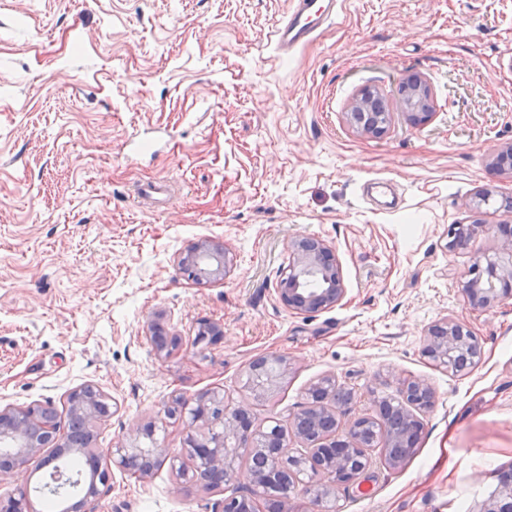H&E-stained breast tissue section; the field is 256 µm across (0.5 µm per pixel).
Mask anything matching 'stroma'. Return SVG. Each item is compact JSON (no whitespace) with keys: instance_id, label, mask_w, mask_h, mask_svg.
Masks as SVG:
<instances>
[{"instance_id":"stroma-1","label":"stroma","mask_w":512,"mask_h":512,"mask_svg":"<svg viewBox=\"0 0 512 512\" xmlns=\"http://www.w3.org/2000/svg\"><path fill=\"white\" fill-rule=\"evenodd\" d=\"M290 0H0V406L53 407L86 384L108 399L95 447L156 437L179 450L166 410L219 388L245 398L249 364L294 368L258 420L289 425L318 378L351 403L341 424L379 415L405 379L435 390L414 455L400 468L370 450L340 512H478L512 468V297L492 310L457 291L489 228L512 222V179L492 166L512 144V0H342L318 39L280 60L272 29ZM425 77L436 114L411 125L399 87ZM393 114L379 138L347 114L360 89ZM170 183L157 205L143 183ZM492 192L482 210L466 199ZM479 223L467 248L452 224ZM334 250L347 294L297 314L277 288L288 245ZM224 242L234 269L187 280L177 256ZM467 324L483 357L467 373L422 354L427 326ZM224 337L191 344L200 321ZM182 347L159 358L154 328ZM170 463L148 478L113 467L90 512H224L246 491L180 487Z\"/></svg>"}]
</instances>
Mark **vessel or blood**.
I'll use <instances>...</instances> for the list:
<instances>
[{"label":"vessel or blood","instance_id":"b4317fda","mask_svg":"<svg viewBox=\"0 0 512 512\" xmlns=\"http://www.w3.org/2000/svg\"><path fill=\"white\" fill-rule=\"evenodd\" d=\"M338 0H291L286 15L274 27L271 40L287 56L317 39L336 18Z\"/></svg>","mask_w":512,"mask_h":512}]
</instances>
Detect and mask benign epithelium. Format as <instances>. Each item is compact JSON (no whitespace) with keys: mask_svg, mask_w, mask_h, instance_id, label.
<instances>
[{"mask_svg":"<svg viewBox=\"0 0 512 512\" xmlns=\"http://www.w3.org/2000/svg\"><path fill=\"white\" fill-rule=\"evenodd\" d=\"M388 109L386 100L379 94L365 89L359 92L351 105L348 123L353 132L371 137L378 136L377 127L355 116L372 117L373 104ZM404 106L409 122L423 126L435 115V93L422 76L406 87ZM493 164L512 175V144L501 148L493 158ZM489 230L498 234L499 248L493 256L477 259L457 283L458 292L474 307L491 309L503 297H512V226L472 225L448 226V249L454 250L466 244L478 230ZM292 262L288 273L281 279L278 299L288 310L296 313H314L332 308L346 295L341 268L336 263L332 248L315 237H302L290 242ZM180 269L195 281L221 279L232 267L231 252L224 242L203 240L178 257ZM224 335V327L211 323L199 324L194 344H212ZM424 355L437 367L453 373H461L476 365L482 358V347L474 332L464 323L449 317L438 319L426 329L423 345ZM271 364L268 369L252 366L248 370L247 397L234 407H225L224 415L212 416L211 408L223 403V391L210 390L195 403L177 406L180 418L187 421L184 447L196 461L203 462L219 474L221 481H246L252 490H262L286 479L298 495L316 494L323 501L335 498L336 492L359 482L371 466V458L359 442L360 425L352 421L340 427L339 406L336 405V379L325 375L310 385L309 405L295 415L291 433H280L277 421L270 418L263 424L255 423L251 402L273 396L291 371L290 360L279 355L265 357ZM401 390L407 406L401 411L405 433L393 434L391 443L408 446L411 435H420L422 423L414 410L434 399L431 386L424 380H404ZM73 418L88 423L108 415L109 405L99 389L86 385L72 391L68 397ZM311 418L315 424L324 425L320 438L310 444L307 453L295 454L288 448V437L307 442L306 427L300 422ZM255 439L253 451L264 454L272 451L274 462L261 468L251 467L245 471L238 467L237 439L242 431ZM56 420L49 406L40 404L25 407L0 408V442L9 441L14 453L7 461L0 460V482L18 477L31 468L43 467L50 457L43 450L57 440ZM170 449L155 442L144 448L140 445L115 443L114 448L104 453L96 452L99 483L91 484L78 510L84 512L89 501L99 493L98 485L106 484L112 462L123 468L136 469L141 477L151 474L153 467L137 466L139 459L157 461L172 459ZM0 512H31L28 489L18 488L15 495L0 500ZM477 512H512V472H503L497 478L494 491L481 504Z\"/></svg>","mask_w":512,"mask_h":512,"instance_id":"benign-epithelium-1","label":"benign epithelium"}]
</instances>
